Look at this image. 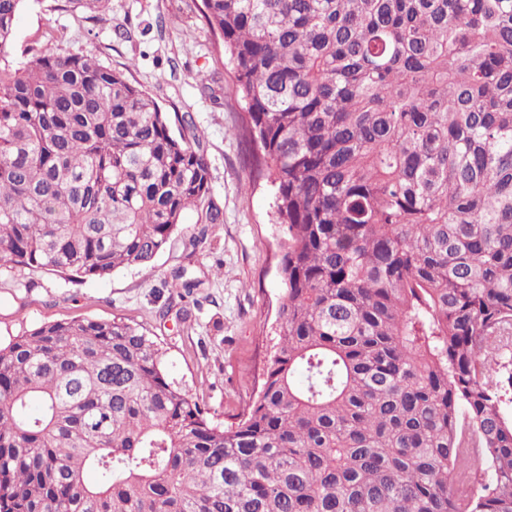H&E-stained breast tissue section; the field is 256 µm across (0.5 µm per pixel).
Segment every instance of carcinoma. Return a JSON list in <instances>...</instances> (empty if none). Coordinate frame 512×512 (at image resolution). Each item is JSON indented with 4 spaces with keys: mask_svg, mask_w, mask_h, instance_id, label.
Masks as SVG:
<instances>
[{
    "mask_svg": "<svg viewBox=\"0 0 512 512\" xmlns=\"http://www.w3.org/2000/svg\"><path fill=\"white\" fill-rule=\"evenodd\" d=\"M21 2L0 0V268L104 279L190 209L224 223L189 113L91 53L14 63ZM202 14L284 225L260 390L220 427L120 317L15 336L0 512H512V0Z\"/></svg>",
    "mask_w": 512,
    "mask_h": 512,
    "instance_id": "1",
    "label": "carcinoma"
}]
</instances>
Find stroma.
<instances>
[{"label":"stroma","instance_id":"35a3bbf8","mask_svg":"<svg viewBox=\"0 0 512 512\" xmlns=\"http://www.w3.org/2000/svg\"><path fill=\"white\" fill-rule=\"evenodd\" d=\"M202 0H108L103 20L62 10L58 0H24L9 48L22 60L55 37L70 53L94 52L169 112L190 113L208 163L212 196L224 211L196 252L200 228L187 211L151 267L121 268L103 280H65L16 267L0 270V342L48 321L121 317L157 336L170 382L227 423L260 389L282 296L278 275L283 227L273 193L236 138L247 119L224 63V45L202 17ZM199 280L188 319L169 305L172 273Z\"/></svg>","mask_w":512,"mask_h":512}]
</instances>
